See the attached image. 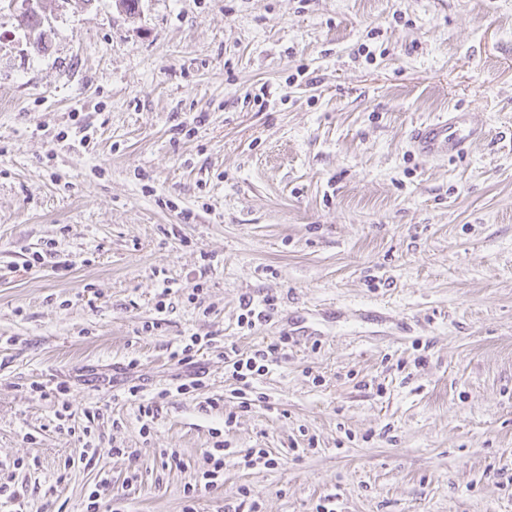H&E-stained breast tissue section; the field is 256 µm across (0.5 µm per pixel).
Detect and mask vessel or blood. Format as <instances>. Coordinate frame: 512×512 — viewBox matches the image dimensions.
<instances>
[{"label": "vessel or blood", "instance_id": "b4317fda", "mask_svg": "<svg viewBox=\"0 0 512 512\" xmlns=\"http://www.w3.org/2000/svg\"><path fill=\"white\" fill-rule=\"evenodd\" d=\"M484 137L483 126L475 123L471 113L451 112L420 125L413 133L412 143L420 156L435 159L465 154Z\"/></svg>", "mask_w": 512, "mask_h": 512}]
</instances>
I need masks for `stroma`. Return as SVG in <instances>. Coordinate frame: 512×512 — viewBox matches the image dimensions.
<instances>
[{
    "instance_id": "35a3bbf8",
    "label": "stroma",
    "mask_w": 512,
    "mask_h": 512,
    "mask_svg": "<svg viewBox=\"0 0 512 512\" xmlns=\"http://www.w3.org/2000/svg\"><path fill=\"white\" fill-rule=\"evenodd\" d=\"M218 439L197 512H512V0H0V512H183ZM484 138L485 129L475 123L470 112H448L420 125L412 143L420 156L435 159L464 155L473 143ZM287 337H280L279 342L271 343L266 349H257L250 355H245L235 344L224 343V362L231 367V375L240 382H246L249 375L265 372L269 355L275 354L281 349V344H287ZM224 442L218 440L214 443L213 448L206 450L204 454V466L205 470L202 473V478L205 482L190 485L184 489V496L187 498L189 504L185 505L184 512H194V502L202 492V489L207 490L213 487L221 473H224Z\"/></svg>"
}]
</instances>
